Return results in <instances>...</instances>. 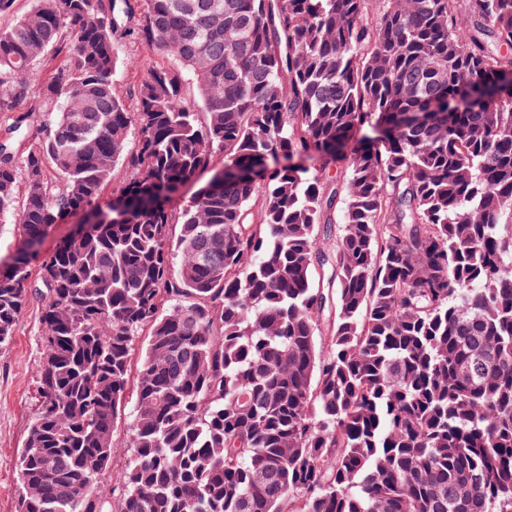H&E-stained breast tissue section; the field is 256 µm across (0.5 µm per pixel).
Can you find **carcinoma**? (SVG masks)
<instances>
[{"label": "carcinoma", "instance_id": "cac0c4a2", "mask_svg": "<svg viewBox=\"0 0 512 512\" xmlns=\"http://www.w3.org/2000/svg\"><path fill=\"white\" fill-rule=\"evenodd\" d=\"M33 2L0 29V346L36 299L46 353L15 512H512V0ZM119 56L121 65L116 76V83L118 89L121 90L126 83L142 79L146 72L143 66L144 53L140 48L123 45L119 48ZM147 336H139L135 345L134 351L131 355V375H130V386L127 394L128 408L126 414L121 416L117 426L115 428L112 440V464L117 470L126 461L127 456L130 453V442L132 435V408L135 400V393H133V380L136 376V366L140 360L141 350L145 343ZM133 394V395H132Z\"/></svg>", "mask_w": 512, "mask_h": 512}]
</instances>
